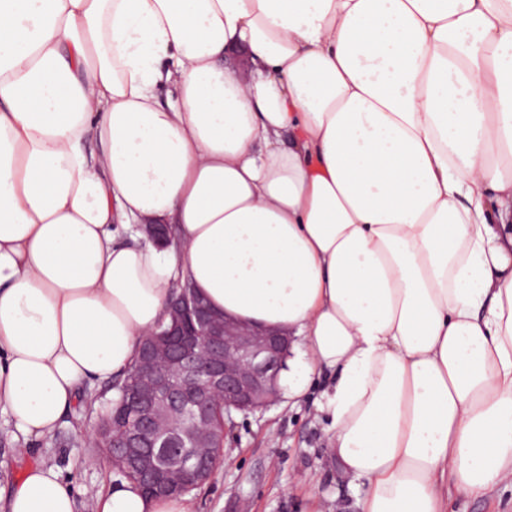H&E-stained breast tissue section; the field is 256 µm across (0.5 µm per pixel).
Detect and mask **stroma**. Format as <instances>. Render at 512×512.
<instances>
[{
    "label": "stroma",
    "mask_w": 512,
    "mask_h": 512,
    "mask_svg": "<svg viewBox=\"0 0 512 512\" xmlns=\"http://www.w3.org/2000/svg\"><path fill=\"white\" fill-rule=\"evenodd\" d=\"M308 395L298 404L284 397L265 411L235 415L222 461L190 495L192 512H357L366 487L340 475L328 454V422L311 404L318 388ZM115 397L111 381L94 383L89 399L68 411L53 434L28 441L0 412V492H10L25 465L47 464L71 484L78 512H94L99 492L119 478L95 442Z\"/></svg>",
    "instance_id": "1"
}]
</instances>
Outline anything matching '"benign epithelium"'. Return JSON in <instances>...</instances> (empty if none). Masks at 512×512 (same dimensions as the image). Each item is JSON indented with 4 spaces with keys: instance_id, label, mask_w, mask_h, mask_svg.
I'll list each match as a JSON object with an SVG mask.
<instances>
[{
    "instance_id": "1",
    "label": "benign epithelium",
    "mask_w": 512,
    "mask_h": 512,
    "mask_svg": "<svg viewBox=\"0 0 512 512\" xmlns=\"http://www.w3.org/2000/svg\"><path fill=\"white\" fill-rule=\"evenodd\" d=\"M139 230L160 248L171 240L167 224H143ZM168 315L165 328L141 341L140 375L124 391L131 419L122 437L112 439L108 456L111 464L136 470L160 495L180 493L189 474L199 485L210 480L216 467L210 449L224 439V432L211 428L204 402L219 398L229 416L275 404L293 342L286 330L259 329L213 314L193 291L179 294ZM145 439L166 451L188 442L197 454L177 469L143 453Z\"/></svg>"
}]
</instances>
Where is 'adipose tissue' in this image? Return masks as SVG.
Segmentation results:
<instances>
[{"mask_svg": "<svg viewBox=\"0 0 512 512\" xmlns=\"http://www.w3.org/2000/svg\"><path fill=\"white\" fill-rule=\"evenodd\" d=\"M186 278L294 336L359 512L512 484V0H0V410L51 434Z\"/></svg>", "mask_w": 512, "mask_h": 512, "instance_id": "ef3b65f1", "label": "adipose tissue"}]
</instances>
